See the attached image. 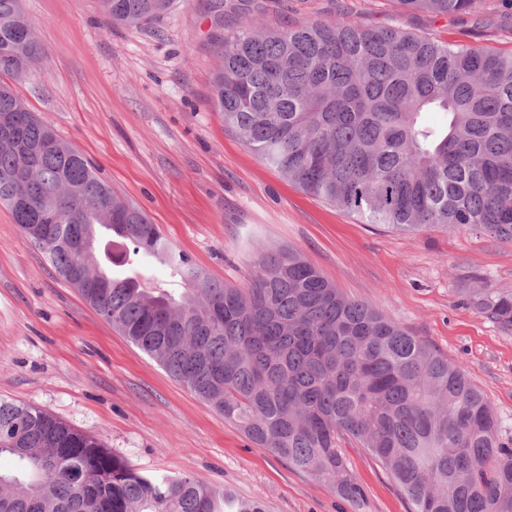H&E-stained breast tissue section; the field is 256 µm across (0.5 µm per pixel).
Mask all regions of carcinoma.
<instances>
[{
	"instance_id": "1",
	"label": "carcinoma",
	"mask_w": 512,
	"mask_h": 512,
	"mask_svg": "<svg viewBox=\"0 0 512 512\" xmlns=\"http://www.w3.org/2000/svg\"><path fill=\"white\" fill-rule=\"evenodd\" d=\"M137 28L170 0H99ZM408 11L484 16L485 0H398ZM224 38L215 107L238 140L302 191L399 231L475 228L512 243V54L480 53L398 26L318 20L259 27L262 0ZM42 54L21 0H0V205L21 230L50 209L38 247L67 283L246 437L352 503L362 487L339 449H369L410 512H512V442L465 371L291 248L263 255L247 288L205 275L118 197L14 83ZM441 112L445 124L420 123ZM127 247L112 275L116 256ZM147 257L179 275L177 297L141 281ZM472 306L512 326V293ZM0 512H267L193 477L145 475L96 437L0 400Z\"/></svg>"
}]
</instances>
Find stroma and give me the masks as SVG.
Masks as SVG:
<instances>
[{
	"label": "stroma",
	"instance_id": "35a3bbf8",
	"mask_svg": "<svg viewBox=\"0 0 512 512\" xmlns=\"http://www.w3.org/2000/svg\"><path fill=\"white\" fill-rule=\"evenodd\" d=\"M43 53L17 86L66 143L141 208L211 278L246 287L256 259L290 247L345 296L373 305L462 366L512 429V329L468 302L512 292V244L473 230L398 232L368 224L288 182L226 130L212 82L226 13L173 0L142 28L112 24L97 0H22ZM490 23L400 12L396 0H264L262 27L307 19L396 25L452 45L512 53V10ZM0 399L94 435L136 471L191 476L257 499L267 512H408L390 473L342 443L364 490L338 497L250 441L177 382L62 280L0 207Z\"/></svg>",
	"mask_w": 512,
	"mask_h": 512
}]
</instances>
